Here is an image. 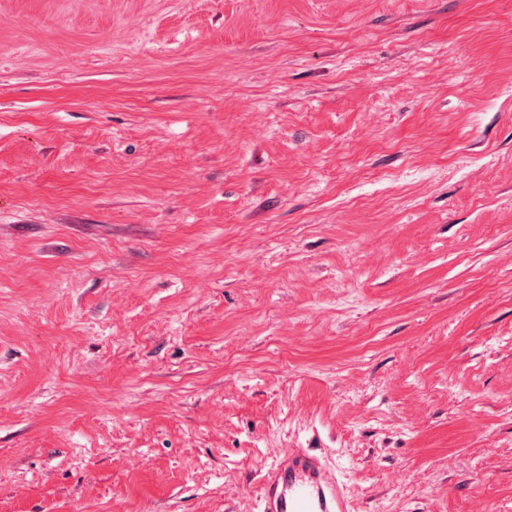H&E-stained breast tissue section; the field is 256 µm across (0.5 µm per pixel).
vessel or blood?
Masks as SVG:
<instances>
[{
    "label": "vessel or blood",
    "mask_w": 512,
    "mask_h": 512,
    "mask_svg": "<svg viewBox=\"0 0 512 512\" xmlns=\"http://www.w3.org/2000/svg\"><path fill=\"white\" fill-rule=\"evenodd\" d=\"M263 512H348L347 501L319 455L285 454L261 487Z\"/></svg>",
    "instance_id": "obj_1"
}]
</instances>
